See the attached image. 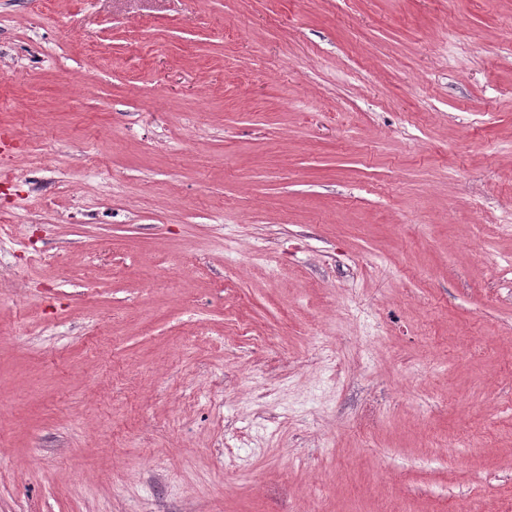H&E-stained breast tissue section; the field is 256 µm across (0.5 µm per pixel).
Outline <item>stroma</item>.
Instances as JSON below:
<instances>
[{"instance_id":"1","label":"stroma","mask_w":512,"mask_h":512,"mask_svg":"<svg viewBox=\"0 0 512 512\" xmlns=\"http://www.w3.org/2000/svg\"><path fill=\"white\" fill-rule=\"evenodd\" d=\"M0 512H512V0H0Z\"/></svg>"}]
</instances>
